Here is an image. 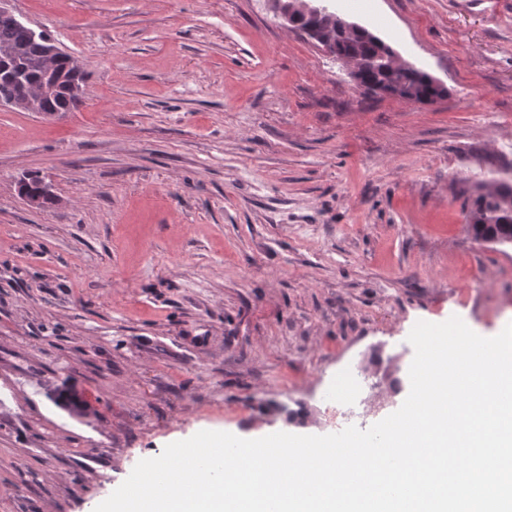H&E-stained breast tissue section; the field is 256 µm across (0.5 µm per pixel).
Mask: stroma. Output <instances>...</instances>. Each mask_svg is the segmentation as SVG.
Instances as JSON below:
<instances>
[{"instance_id":"35a3bbf8","label":"stroma","mask_w":512,"mask_h":512,"mask_svg":"<svg viewBox=\"0 0 512 512\" xmlns=\"http://www.w3.org/2000/svg\"><path fill=\"white\" fill-rule=\"evenodd\" d=\"M11 8L87 78L63 117L0 107V512H94L202 430L339 432L347 371L375 424L417 322H512V249L465 208L512 174V0H337L445 84L429 105L358 88L275 0Z\"/></svg>"}]
</instances>
